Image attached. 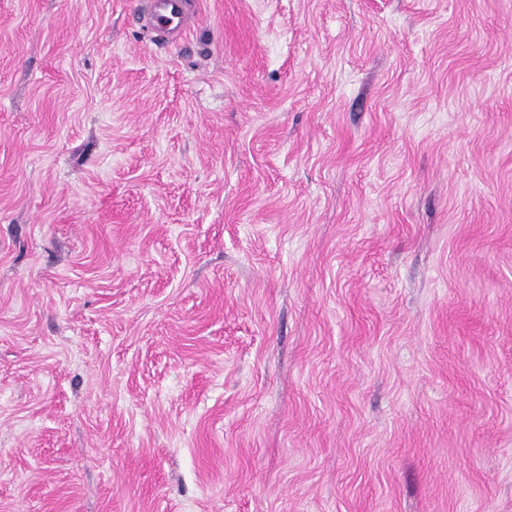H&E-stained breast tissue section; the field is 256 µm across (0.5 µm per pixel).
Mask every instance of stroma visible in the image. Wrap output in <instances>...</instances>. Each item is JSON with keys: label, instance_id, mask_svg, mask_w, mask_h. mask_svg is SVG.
<instances>
[{"label": "stroma", "instance_id": "35a3bbf8", "mask_svg": "<svg viewBox=\"0 0 512 512\" xmlns=\"http://www.w3.org/2000/svg\"><path fill=\"white\" fill-rule=\"evenodd\" d=\"M0 0V512H512V0ZM149 17L153 31L160 33L168 30L184 31L188 29L192 16L184 11L183 0H157Z\"/></svg>", "mask_w": 512, "mask_h": 512}]
</instances>
